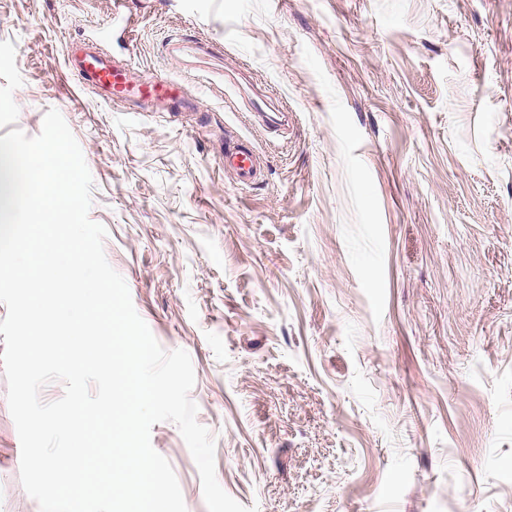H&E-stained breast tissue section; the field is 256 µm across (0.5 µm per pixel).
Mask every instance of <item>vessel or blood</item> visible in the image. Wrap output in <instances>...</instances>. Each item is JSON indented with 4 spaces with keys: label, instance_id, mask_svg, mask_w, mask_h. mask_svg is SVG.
Listing matches in <instances>:
<instances>
[{
    "label": "vessel or blood",
    "instance_id": "vessel-or-blood-1",
    "mask_svg": "<svg viewBox=\"0 0 512 512\" xmlns=\"http://www.w3.org/2000/svg\"><path fill=\"white\" fill-rule=\"evenodd\" d=\"M76 69L82 84L93 89L102 101L151 104L157 111L173 117L192 109L176 80L145 75L130 63L112 58L106 52L95 50L86 53L77 62ZM224 166L242 185L254 182L261 174L259 156L242 140L225 144Z\"/></svg>",
    "mask_w": 512,
    "mask_h": 512
}]
</instances>
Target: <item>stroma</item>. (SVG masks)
Instances as JSON below:
<instances>
[{
	"label": "stroma",
	"instance_id": "35a3bbf8",
	"mask_svg": "<svg viewBox=\"0 0 512 512\" xmlns=\"http://www.w3.org/2000/svg\"><path fill=\"white\" fill-rule=\"evenodd\" d=\"M177 122L72 59L114 16ZM57 109L89 217L191 357L220 486L258 512H512V0H0V137ZM236 136L264 175L224 168ZM0 371V512H40ZM150 441L207 512L178 429Z\"/></svg>",
	"mask_w": 512,
	"mask_h": 512
}]
</instances>
